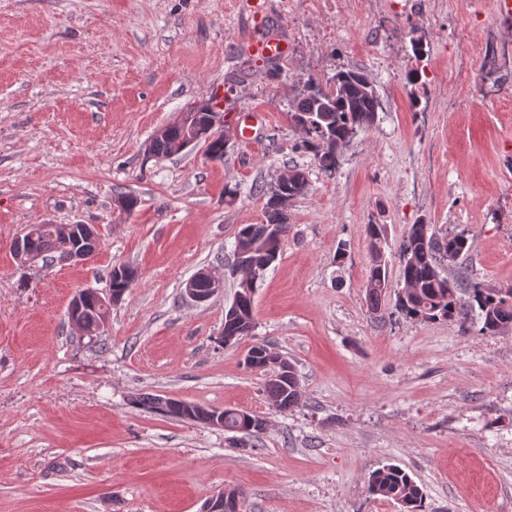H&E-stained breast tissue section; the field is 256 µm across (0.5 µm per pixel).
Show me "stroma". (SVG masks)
Segmentation results:
<instances>
[{"instance_id": "obj_1", "label": "stroma", "mask_w": 512, "mask_h": 512, "mask_svg": "<svg viewBox=\"0 0 512 512\" xmlns=\"http://www.w3.org/2000/svg\"><path fill=\"white\" fill-rule=\"evenodd\" d=\"M266 2L264 29L291 46L275 62L252 53L247 0H0V512H202L227 487L246 491V512H400L367 493L386 465L411 475L424 512H512V330L464 336L393 312L417 222L466 231L452 272L512 286V19L498 0ZM342 70L364 71L382 109L329 176L297 150L287 111L302 79ZM208 97L230 120L223 160L201 145L149 156L156 130ZM292 164L309 186L288 203L254 331L221 345L234 236L266 220L253 187ZM371 222L387 227L375 314ZM46 223L94 225L95 251L21 264L12 240ZM118 264L135 285L82 335L70 301L107 292ZM203 268L224 290L197 304L183 288ZM257 343L294 365L297 407H269L265 373L245 364ZM144 395L267 427L251 450L136 405Z\"/></svg>"}]
</instances>
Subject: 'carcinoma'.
Here are the masks:
<instances>
[{
  "mask_svg": "<svg viewBox=\"0 0 512 512\" xmlns=\"http://www.w3.org/2000/svg\"><path fill=\"white\" fill-rule=\"evenodd\" d=\"M343 81L336 88L325 89L316 79L304 80L300 97L288 111L291 123L301 129L302 138L298 149L308 153L326 174L336 172V151L345 138L355 129L364 131L377 121L381 105L373 82L361 71H342ZM181 133L171 128L166 135L151 142L150 153L155 157L178 154ZM224 134L217 128L209 134L206 145L207 157L224 159ZM306 171L298 166L288 170V177L268 194L265 203L266 222L247 224L240 228L239 264L242 273L237 279L240 305L236 318L224 319L226 346H234L252 334V329L241 331V325L255 324L254 300L259 280L271 266L274 252L288 233V201L308 189ZM369 238V275L366 293L370 310L378 311V301L387 288V272L384 256L386 244L385 226L366 225ZM28 234L34 237L35 249L44 257L59 252L63 244L61 231L56 224H35ZM457 258L467 256L468 237L465 231L439 237L431 224H414L400 245L403 280L410 287L405 297H397L395 310L404 318L417 322L448 321L467 334L476 332L492 336L512 326V287L492 288L461 274L451 278L442 269V261L448 251ZM265 394L268 404L286 412L300 401L297 374L290 371L288 377H276L266 381ZM135 402L157 413L181 417L176 403L166 406L157 396H142ZM225 429L242 432L255 440L263 429L248 426L238 416L230 415L224 420ZM367 492L374 499L393 501L403 512H422L423 494L420 487L403 469L388 465L373 471L367 482Z\"/></svg>",
  "mask_w": 512,
  "mask_h": 512,
  "instance_id": "1",
  "label": "carcinoma"
}]
</instances>
